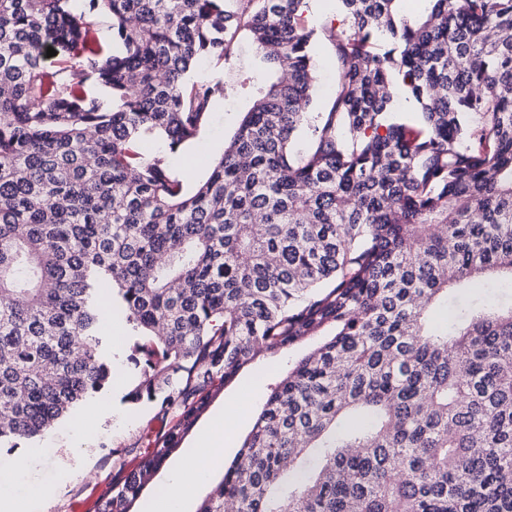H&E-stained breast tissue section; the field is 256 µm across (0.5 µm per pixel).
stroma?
<instances>
[{"mask_svg": "<svg viewBox=\"0 0 512 512\" xmlns=\"http://www.w3.org/2000/svg\"><path fill=\"white\" fill-rule=\"evenodd\" d=\"M248 100L230 95L215 100L211 117L199 139L188 151L169 153L164 141L144 144L147 154H165L176 171H184L187 156L202 160L219 156ZM106 341L114 362L112 380L102 393L89 397L63 422L40 437L21 441L18 447H0V481L19 486L16 512H72L76 503L89 505L111 495L112 485L123 471L131 469L148 437L166 432L174 413L161 403L125 402L138 366L130 363L134 337L120 314H113L106 327ZM269 379L264 369L247 368L235 381L212 398L196 423L204 428L226 421V458H233L251 429L263 403ZM87 420L98 421L101 431L87 443H76L74 433ZM49 485L50 497L38 498L34 490Z\"/></svg>", "mask_w": 512, "mask_h": 512, "instance_id": "1", "label": "stroma"}]
</instances>
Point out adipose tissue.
Returning <instances> with one entry per match:
<instances>
[{
    "instance_id": "ef3b65f1",
    "label": "adipose tissue",
    "mask_w": 512,
    "mask_h": 512,
    "mask_svg": "<svg viewBox=\"0 0 512 512\" xmlns=\"http://www.w3.org/2000/svg\"><path fill=\"white\" fill-rule=\"evenodd\" d=\"M223 456V432L216 426L207 428L193 448L182 454L167 478L162 512H187L196 494L214 478V468L222 462Z\"/></svg>"
}]
</instances>
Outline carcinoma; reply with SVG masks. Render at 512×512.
Here are the masks:
<instances>
[{"mask_svg": "<svg viewBox=\"0 0 512 512\" xmlns=\"http://www.w3.org/2000/svg\"><path fill=\"white\" fill-rule=\"evenodd\" d=\"M307 2L0 0V445L111 381L104 286L147 354L126 398L177 412L97 512L305 345L198 512H512V293L483 295L512 283V0H334L323 112ZM242 30L250 107L190 186L140 145L196 142L228 86L195 70ZM317 71L319 75L316 86V103L318 109L325 107L329 102L330 94L334 88L336 69L334 61L328 55V47L323 43H319L317 50Z\"/></svg>", "mask_w": 512, "mask_h": 512, "instance_id": "obj_1", "label": "carcinoma"}]
</instances>
